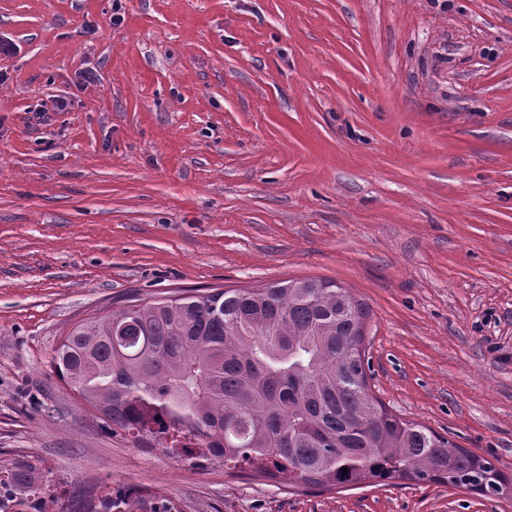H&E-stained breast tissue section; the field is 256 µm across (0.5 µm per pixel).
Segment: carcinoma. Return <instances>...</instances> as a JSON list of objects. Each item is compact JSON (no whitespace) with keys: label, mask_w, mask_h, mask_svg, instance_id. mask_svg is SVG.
Returning a JSON list of instances; mask_svg holds the SVG:
<instances>
[{"label":"carcinoma","mask_w":512,"mask_h":512,"mask_svg":"<svg viewBox=\"0 0 512 512\" xmlns=\"http://www.w3.org/2000/svg\"><path fill=\"white\" fill-rule=\"evenodd\" d=\"M366 316L327 280L192 293L78 323L50 366L112 431L188 458L327 490L409 480L512 498L489 462L375 400ZM49 497L31 464L0 478V512H46Z\"/></svg>","instance_id":"1"}]
</instances>
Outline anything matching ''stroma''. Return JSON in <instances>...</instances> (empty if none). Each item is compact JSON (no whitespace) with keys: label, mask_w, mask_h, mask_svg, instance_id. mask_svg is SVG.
Segmentation results:
<instances>
[{"label":"stroma","mask_w":512,"mask_h":512,"mask_svg":"<svg viewBox=\"0 0 512 512\" xmlns=\"http://www.w3.org/2000/svg\"><path fill=\"white\" fill-rule=\"evenodd\" d=\"M1 43V472L49 512H512L187 459L49 364L133 300L333 280L377 400L512 479V0H0ZM36 470L32 464H19L4 478L0 476L1 512H46L51 494L40 484Z\"/></svg>","instance_id":"obj_1"}]
</instances>
